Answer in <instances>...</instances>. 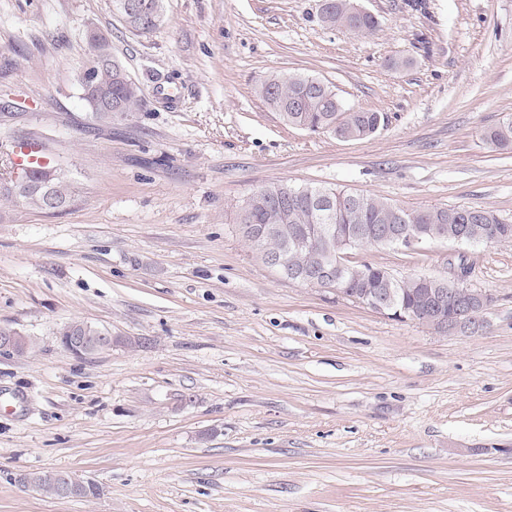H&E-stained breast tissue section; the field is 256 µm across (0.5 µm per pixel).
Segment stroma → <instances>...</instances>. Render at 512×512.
Listing matches in <instances>:
<instances>
[{
	"mask_svg": "<svg viewBox=\"0 0 512 512\" xmlns=\"http://www.w3.org/2000/svg\"><path fill=\"white\" fill-rule=\"evenodd\" d=\"M322 0H165L151 33L111 0H0V179L41 144L79 186L47 212L0 199V512H512V242L353 252L397 275L466 268L490 294L478 334L439 335L252 253L237 205L272 183L512 222V0H360L371 34L331 28ZM95 24L142 89L128 119L83 98ZM395 59L409 60L403 70ZM327 83L382 113L343 141L283 123L269 73ZM84 321L118 342L77 357ZM63 471L91 499L26 488ZM126 1L129 0H112V8L113 12L119 16V18L123 21L126 27H128L130 30L137 32L138 34L145 35L154 31L163 21L165 12L164 0H147L152 6V9L156 15L157 22L151 28L146 30L138 29L134 26V21L132 19L125 18L123 5ZM481 139L493 151H512V121L484 129ZM0 356L23 357L31 348V340L28 336L11 328L0 327Z\"/></svg>",
	"mask_w": 512,
	"mask_h": 512,
	"instance_id": "1",
	"label": "stroma"
}]
</instances>
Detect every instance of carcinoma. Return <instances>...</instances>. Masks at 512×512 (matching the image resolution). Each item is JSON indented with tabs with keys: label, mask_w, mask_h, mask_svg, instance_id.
Returning <instances> with one entry per match:
<instances>
[{
	"label": "carcinoma",
	"mask_w": 512,
	"mask_h": 512,
	"mask_svg": "<svg viewBox=\"0 0 512 512\" xmlns=\"http://www.w3.org/2000/svg\"><path fill=\"white\" fill-rule=\"evenodd\" d=\"M351 3L352 0H323L321 21L355 34L374 32L379 26L377 18L369 12L353 10ZM85 48L86 62L79 82L84 89L93 88L85 99L94 120L110 124L132 116L140 106L141 89L112 52L111 38L87 39ZM257 92L286 123L312 133H330L342 140L367 139L385 121L378 112L345 108L329 85L310 76L271 74L260 82ZM481 139L494 151H512V121L483 130ZM29 177L48 183L53 197L62 202H71L77 194L74 181L59 167L31 172ZM289 189L291 186L286 183H273L252 193L238 205L236 224L245 239L259 225H285L288 231L269 240L268 247L282 253L290 270L339 252L345 229L357 225L416 226L426 234L445 233L450 238L464 232L474 241H512V223L483 208L405 209L376 196L332 188L304 187L293 193ZM0 196L47 210V197L39 190L17 192L8 183L0 182ZM325 224L337 226V233L324 234ZM293 232L308 239L310 248H293ZM345 275L346 294L359 295L368 289L384 293L392 288L400 307L419 320L429 313L432 293L442 288L437 279L416 274L395 282L388 269L367 262H347ZM35 476L34 489L55 495L56 473L37 472Z\"/></svg>",
	"instance_id": "cac0c4a2"
}]
</instances>
